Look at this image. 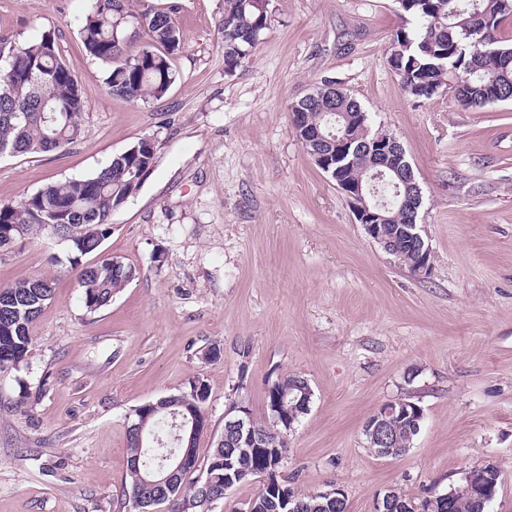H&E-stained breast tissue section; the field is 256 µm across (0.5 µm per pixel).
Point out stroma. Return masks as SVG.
<instances>
[{"label":"stroma","instance_id":"1","mask_svg":"<svg viewBox=\"0 0 512 512\" xmlns=\"http://www.w3.org/2000/svg\"><path fill=\"white\" fill-rule=\"evenodd\" d=\"M177 2L176 80L132 104L108 93L83 46L88 0H0V40L53 33L85 101L65 150L0 157V203L156 144L154 169L88 257L139 271L110 306L86 313L55 238L0 253V288L29 275L54 287L26 364L0 372V512H134L122 488L136 407L203 381L204 458L230 401L266 418L268 387L290 374L313 391L279 471L298 491L337 485L347 512H375L387 491L435 497L493 462L488 512H512V103L409 96L388 64L397 0H269L259 45L233 68L224 0ZM326 83L403 145L427 274L368 237L298 139L289 108ZM398 399L421 406V430L381 458L363 426Z\"/></svg>","mask_w":512,"mask_h":512}]
</instances>
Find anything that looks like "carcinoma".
<instances>
[{"instance_id":"obj_1","label":"carcinoma","mask_w":512,"mask_h":512,"mask_svg":"<svg viewBox=\"0 0 512 512\" xmlns=\"http://www.w3.org/2000/svg\"><path fill=\"white\" fill-rule=\"evenodd\" d=\"M89 10L80 29L85 50L106 65L104 84L113 97L136 103L164 95L176 80L170 56L183 42L176 24L178 4L158 9L134 8L130 0L116 5L114 0H88ZM405 25L397 31L391 50L397 52L396 74L405 92L416 99H429L442 88L464 108H482L512 102V43L500 36L504 20L512 16L502 0H410L401 6ZM484 15L489 24L475 34L470 30L472 13ZM268 3L264 0H224V62L238 66L249 56L263 30L267 28ZM489 50L497 54L496 64L485 67ZM85 107L75 74L61 60L59 47L51 33L23 43L0 42V156L39 154L64 149L81 133L80 119ZM303 113L309 128L336 130L344 121L338 113L351 116L364 111L356 98L327 84L291 105ZM351 144L336 159L337 178L362 182L378 196L393 199L397 176L391 172L372 178L375 158L366 142L374 134L370 120H352L348 126ZM156 146L150 138L113 156L93 174L49 184L14 204H0V250H7L45 231L44 220L54 218L62 231L71 235L68 262L83 288V304L94 314L112 302L113 297L132 282L137 269L112 261L85 264L82 258L98 251L111 233L112 212L135 197L141 184L134 182L141 171H151ZM389 228L403 234L412 223L409 212L388 205ZM53 282L45 277L27 276L0 288V371L17 369L27 360L32 345L30 330L52 299ZM305 387L300 375H287L272 384L266 395L268 415L278 411L281 424L270 435V445L287 447L288 420L299 422L306 412L298 397ZM206 384L193 380L189 390L161 398L151 406L134 409L133 422H146L143 437L128 433V483L123 492L133 497L145 479L163 470L170 475L168 485L159 489L160 499L172 504L169 512H197L196 502L202 484L187 480L190 470L200 466L198 439H189L180 429L184 418L195 413L208 426L205 404ZM399 440L386 449L399 457L410 447L417 432L408 431L403 422L391 421ZM230 455L233 468L252 479L256 471L277 475L276 454L266 448L241 452L228 441L213 444L205 460L209 476L208 493H224V460ZM187 457V465L177 474L166 468L168 457ZM489 502L467 489L452 502L439 503L438 512H486ZM246 508L251 512H282L280 497L258 493Z\"/></svg>"}]
</instances>
